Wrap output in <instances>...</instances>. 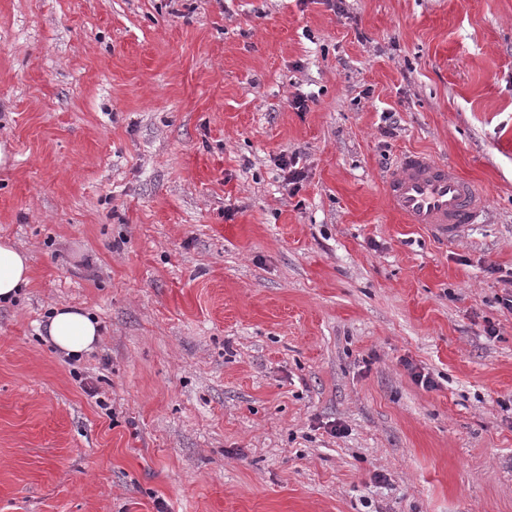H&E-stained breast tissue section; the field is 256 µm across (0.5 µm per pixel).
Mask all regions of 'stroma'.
<instances>
[{"label":"stroma","mask_w":512,"mask_h":512,"mask_svg":"<svg viewBox=\"0 0 512 512\" xmlns=\"http://www.w3.org/2000/svg\"><path fill=\"white\" fill-rule=\"evenodd\" d=\"M0 149V512H512V0H0ZM388 205L407 224H421L442 244L459 240L487 206L486 196L427 152L402 154L385 183ZM27 255L10 240L0 241V302L14 299L23 286L30 282ZM46 340L65 356L91 352L100 336L97 319L87 311L60 306L53 308L43 326Z\"/></svg>","instance_id":"stroma-1"}]
</instances>
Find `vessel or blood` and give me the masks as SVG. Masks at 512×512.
<instances>
[{
  "mask_svg": "<svg viewBox=\"0 0 512 512\" xmlns=\"http://www.w3.org/2000/svg\"><path fill=\"white\" fill-rule=\"evenodd\" d=\"M385 193L390 208L406 223L422 225L444 244L459 240L487 206L485 195L454 167L422 151L400 156Z\"/></svg>",
  "mask_w": 512,
  "mask_h": 512,
  "instance_id": "b4317fda",
  "label": "vessel or blood"
}]
</instances>
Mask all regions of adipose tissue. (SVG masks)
Wrapping results in <instances>:
<instances>
[{"mask_svg":"<svg viewBox=\"0 0 512 512\" xmlns=\"http://www.w3.org/2000/svg\"><path fill=\"white\" fill-rule=\"evenodd\" d=\"M31 275L27 255L10 240H0V302L14 299ZM43 332L65 356L79 357L91 352L100 336L97 319L87 311L60 306L53 308Z\"/></svg>","mask_w":512,"mask_h":512,"instance_id":"1","label":"adipose tissue"}]
</instances>
